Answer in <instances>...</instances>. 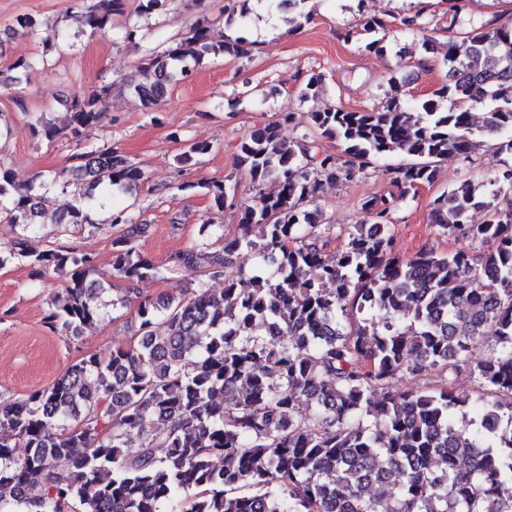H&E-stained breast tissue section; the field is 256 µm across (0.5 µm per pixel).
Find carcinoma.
<instances>
[{"mask_svg":"<svg viewBox=\"0 0 512 512\" xmlns=\"http://www.w3.org/2000/svg\"><path fill=\"white\" fill-rule=\"evenodd\" d=\"M126 0H93L85 23L110 31ZM247 0H225L224 22L245 24ZM270 11L309 20L306 0H266ZM364 48L382 53L384 21L362 16ZM242 36L209 42L197 21L175 46L154 48L135 88L146 111L173 82L211 56L247 54ZM446 82L421 104L392 96L365 111L334 107L307 113L317 135L337 139L346 158L315 152L314 142H287L285 112L238 144L237 164L260 190L278 191L241 212L240 234L202 224L194 243L170 266L144 257L135 243L146 224L135 203L112 208V268L129 282L190 278L180 298L139 302L133 344L91 355L51 386L22 399L0 398V512H512V21H484L448 37ZM321 76L300 84L315 97ZM112 85L71 103L57 126L34 115L35 133L52 143L77 138L107 116ZM446 101L444 108L440 102ZM487 109L480 135L499 156L492 199L462 181L436 196L431 221L442 235L459 233L487 249L480 254L422 249L392 256L395 201L436 181L438 164L468 162L477 143L471 113ZM206 143L184 144L175 161L194 164ZM405 156L387 169L398 197L363 206L374 223L348 233L327 254L317 201L323 184L353 180L356 167ZM48 182L15 185L0 162V211L28 232L43 216L46 185L83 181L87 193L56 218L61 235L91 223L89 211L131 193L143 170L110 144L75 155ZM222 210L224 181L183 183ZM482 224L469 222L475 208ZM247 250L258 266L224 278L235 254ZM24 260L40 278L66 272L64 295L45 323L66 341L101 319L105 283L92 278L95 257L77 247L36 252L25 239L0 245V268ZM224 280L216 293L208 281ZM494 332L490 355L471 367L469 353ZM468 368L476 393L463 397L451 378ZM404 374L439 375L441 383L404 394ZM309 407L307 421L295 417ZM134 438L140 448L128 451ZM27 449L24 456L15 448Z\"/></svg>","mask_w":512,"mask_h":512,"instance_id":"obj_1","label":"carcinoma"}]
</instances>
